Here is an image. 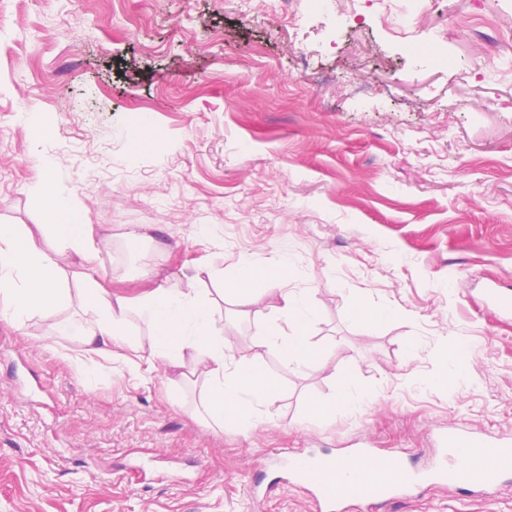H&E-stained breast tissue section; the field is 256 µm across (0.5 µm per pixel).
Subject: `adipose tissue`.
Returning <instances> with one entry per match:
<instances>
[{
  "instance_id": "obj_1",
  "label": "adipose tissue",
  "mask_w": 512,
  "mask_h": 512,
  "mask_svg": "<svg viewBox=\"0 0 512 512\" xmlns=\"http://www.w3.org/2000/svg\"><path fill=\"white\" fill-rule=\"evenodd\" d=\"M34 190L48 208L47 224H0V319L16 327L36 313L50 317L71 304L94 313L79 332L87 360L124 359L132 349L148 369L164 365L201 375V407L216 424L230 421L245 430L264 421V409L279 393L276 380L262 366L266 354L302 369L323 359L307 335L314 318L309 291L282 288L291 264L287 254L273 260H243L226 292L238 305L250 304L252 287L260 281L280 284L277 317L293 333L261 328L248 349L226 352L224 323L215 316L214 301L203 279H223V272L164 281L137 299L112 295L99 274L100 252L106 244L89 224L86 207L63 196L53 182L40 178ZM80 287L70 290L69 279ZM137 314L150 327L148 343L129 332V316Z\"/></svg>"
}]
</instances>
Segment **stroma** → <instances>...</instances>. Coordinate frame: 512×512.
Returning a JSON list of instances; mask_svg holds the SVG:
<instances>
[{
    "mask_svg": "<svg viewBox=\"0 0 512 512\" xmlns=\"http://www.w3.org/2000/svg\"><path fill=\"white\" fill-rule=\"evenodd\" d=\"M0 0V221L45 224L47 172L111 241L100 273L138 297L201 266L291 257L322 363L246 432L193 417L199 389L100 360L86 388L78 306L0 320V512H314L288 485L254 505L273 453L366 446L406 466L456 429L512 438V0ZM224 345L275 323L205 281ZM366 300L377 320L352 307ZM458 381L447 380V361ZM372 400L314 417L344 384ZM381 512H512L433 485Z\"/></svg>",
    "mask_w": 512,
    "mask_h": 512,
    "instance_id": "obj_1",
    "label": "stroma"
}]
</instances>
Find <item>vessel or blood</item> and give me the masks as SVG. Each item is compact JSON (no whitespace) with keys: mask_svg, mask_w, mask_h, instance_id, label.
I'll return each instance as SVG.
<instances>
[{"mask_svg":"<svg viewBox=\"0 0 512 512\" xmlns=\"http://www.w3.org/2000/svg\"><path fill=\"white\" fill-rule=\"evenodd\" d=\"M439 454L440 465L426 471L405 470L394 459L364 451L340 463L328 454L304 455L285 448L277 456L288 471L290 484L311 494L317 512H338L347 500L373 510L433 484L474 488L490 498L499 491L500 476L512 473L510 441L452 433Z\"/></svg>","mask_w":512,"mask_h":512,"instance_id":"1","label":"vessel or blood"}]
</instances>
